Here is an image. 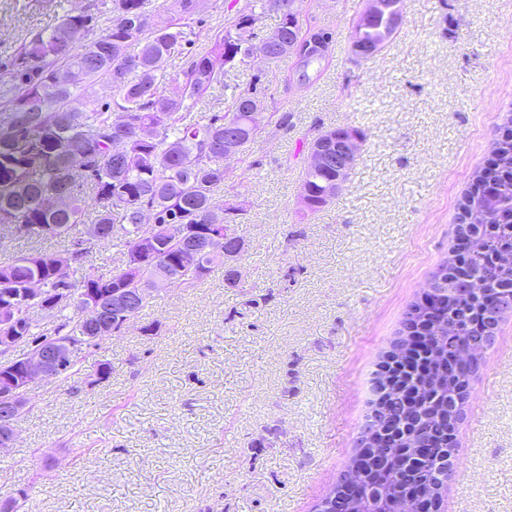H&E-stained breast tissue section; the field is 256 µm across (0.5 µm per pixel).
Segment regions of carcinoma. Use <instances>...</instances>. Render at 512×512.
<instances>
[{
  "label": "carcinoma",
  "mask_w": 512,
  "mask_h": 512,
  "mask_svg": "<svg viewBox=\"0 0 512 512\" xmlns=\"http://www.w3.org/2000/svg\"><path fill=\"white\" fill-rule=\"evenodd\" d=\"M148 0H112V23L96 31V17L66 11L50 32H38L17 53L0 63L12 71L16 84L0 109V237L32 240L30 226L52 227V237L69 248L59 253L35 251L0 263V289L26 288L36 280L46 288L42 302L55 310V324L38 329L22 320L23 340L11 352L0 350V375L23 364L34 345L52 336L73 342L112 325V310L88 319L70 300H55L57 267H68L67 288L86 289L101 299L114 288H138L141 275L132 268L136 242L148 235L156 242L157 275L153 287L174 282L192 284L224 266V249L201 251L186 243L172 224H213L221 212L242 223L241 193L233 172L224 165L226 143L242 155L259 138L257 115L265 98L256 95V81L230 86V105L198 119L191 113L199 98L226 73L235 59L256 53L254 30L267 12L279 23L263 43L261 55L277 61L293 54L288 47V15L295 0H232L236 9L224 31L210 46L193 55L178 91L168 95L165 65L195 43L190 25L199 0H167L166 17L154 20ZM323 50L297 56L298 81L310 82L308 69L320 68L328 57L333 32L307 28ZM109 85L112 102L94 91ZM79 100L84 108L72 109ZM497 158L475 174L474 190L462 204L460 222L474 215L468 255L453 247L434 272L437 287L418 298L406 312L398 336L381 357L376 379L388 385L379 403V420L355 448L349 465L319 502V512H396V501L416 488L432 490L431 501L442 505L448 481L440 474L453 470L456 427L464 401L482 360L461 363L456 352L479 336L497 331L504 297L512 298V269L493 258L512 252V136L498 142ZM336 168L304 174L301 202L315 215L336 196L327 193ZM228 188L224 206L215 207V189ZM63 193L68 206L49 205ZM95 210L96 236L124 248V267L115 275L98 274L88 263V249L72 236Z\"/></svg>",
  "instance_id": "carcinoma-1"
}]
</instances>
